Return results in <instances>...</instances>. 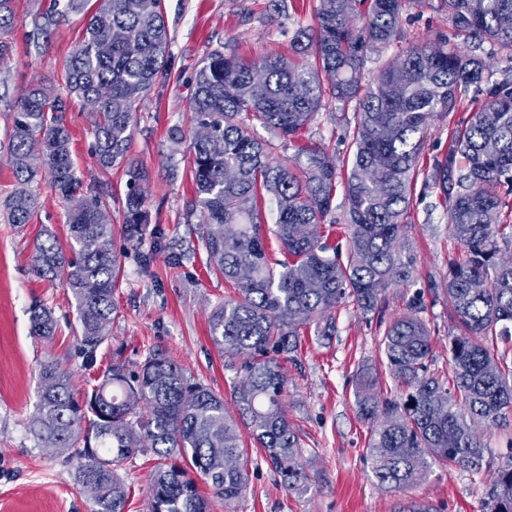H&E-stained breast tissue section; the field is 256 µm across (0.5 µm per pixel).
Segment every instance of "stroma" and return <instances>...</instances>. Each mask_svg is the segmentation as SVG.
<instances>
[{
	"label": "stroma",
	"instance_id": "stroma-1",
	"mask_svg": "<svg viewBox=\"0 0 512 512\" xmlns=\"http://www.w3.org/2000/svg\"><path fill=\"white\" fill-rule=\"evenodd\" d=\"M48 0H15L18 18L9 35L13 50L0 64V207L17 187L10 160L9 139L18 98L32 85H56L57 74L86 23L83 13H71L53 26L45 46L27 42L32 18ZM171 41L174 76L145 93L134 113L128 162L148 173L145 207L151 224L140 243L124 235L126 164L109 170L97 167L92 156L93 112L79 99H70L63 114L72 135V158L84 185H103L112 194V235L121 275L114 290L115 310L109 336L99 348L94 368H86L76 353L74 301L61 281L50 282L33 271L37 240L53 233L66 241L68 202L48 179L35 183L38 207L25 224H11L0 215V512H91L92 502L77 483L75 464L60 448L37 447L27 423L35 412L38 365L52 358L70 368L76 390L102 374L114 350L127 362H141L150 352L171 357L187 376L223 395L229 415L237 407L230 386L242 358L222 353L212 343L208 318L212 309L235 295L222 277L208 269L201 239L195 192L190 176L189 138L195 128L190 101L194 76L206 54L214 49L243 59L271 54L290 55L297 30L313 26V0H292L277 11L274 0H164ZM400 37L382 56H371L362 70L363 83H373L386 60L411 45L432 43L448 35V17L440 0H409L400 22ZM181 127L184 138L170 136ZM324 147L337 160L352 158L351 141L334 112L324 108L300 131L298 143ZM165 230L155 244L153 228ZM404 240L415 258L412 280L384 294L380 311L363 314L352 300L334 308L331 335L318 324L304 328L294 360L284 361L287 391L284 405L303 443L307 490H288L268 465L262 448L243 434L250 474L245 495L224 503L208 485L200 490L210 512H397L400 504L418 500L441 512H480L488 475L433 463L420 484L404 492L380 486L368 453L370 432L358 416L355 377L358 369H376L382 387L394 384L381 350L384 332L394 318L411 312L420 299L418 317L430 330L434 368L449 372L448 338L453 321L442 299L432 294L448 274V260L460 246L448 228L439 189L417 186ZM52 307L56 333L46 340L30 333V309ZM152 455L135 454L121 474L129 487L124 512H149Z\"/></svg>",
	"mask_w": 512,
	"mask_h": 512
}]
</instances>
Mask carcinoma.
<instances>
[{"instance_id":"obj_1","label":"carcinoma","mask_w":512,"mask_h":512,"mask_svg":"<svg viewBox=\"0 0 512 512\" xmlns=\"http://www.w3.org/2000/svg\"><path fill=\"white\" fill-rule=\"evenodd\" d=\"M13 0H0V62L12 50L17 25ZM88 0H50L30 40ZM315 26L298 31L294 57L243 61L210 51L195 74L193 123L211 135L191 140L194 206L214 270L238 297L214 308L209 330L222 351L243 355L244 377L232 393L239 417L283 484L302 490V443L282 405L287 380L279 357L297 351L300 327L324 321L350 298L365 314L381 309L391 285L407 284L414 257L402 242L419 158L433 123L457 111L470 89L481 91L489 42L512 57V0H443L455 40L407 48L387 62L377 82L360 74L370 54H380L399 33L407 0H316ZM170 36L164 0H98L81 40L65 57L61 81L67 96L37 84L17 104L11 146L18 187L8 200L9 223H28L36 208L32 184L51 178L65 199L82 188L72 161L71 133L63 120L68 98L96 115L94 158L108 169L126 158L135 103L170 75ZM326 76L328 83L321 81ZM450 131L448 151L426 174L445 202L448 226L462 248L448 262L441 294L458 333L449 338L452 373L431 371L425 322L403 315L391 322L383 352L397 393L376 394L377 373L358 371L355 395L370 425V456L380 485L402 491L426 479L431 463L490 475L481 512H512V458L497 465L476 433L480 423L512 426V366L495 354L512 339V264L497 261L499 243L512 244L502 221L504 195L512 194V82L496 83ZM339 103L354 112L353 154L346 173L325 148L296 145L305 162L292 169L272 161L253 122L288 140L323 107ZM124 233L138 239L150 223L145 209L146 172L128 165ZM348 201L346 258L319 242L315 225L332 208L338 185ZM277 205L275 235L283 259L269 262L261 235L259 201ZM85 206L68 212L69 240L53 234L36 244L34 272L50 281L66 271L78 324L77 350L94 367L108 337L120 264L112 251V193L91 186ZM32 334L50 339L57 323L50 308L30 310ZM36 444L66 448L76 478L90 495L92 512H123L127 486L118 473L137 452L158 460L149 487L150 512H208V501L180 457L213 490L231 502L247 490L248 473L237 423L224 397L188 378L174 360L152 352L132 367L122 350L97 383L74 396L71 370L41 363L37 403L28 422Z\"/></svg>"}]
</instances>
